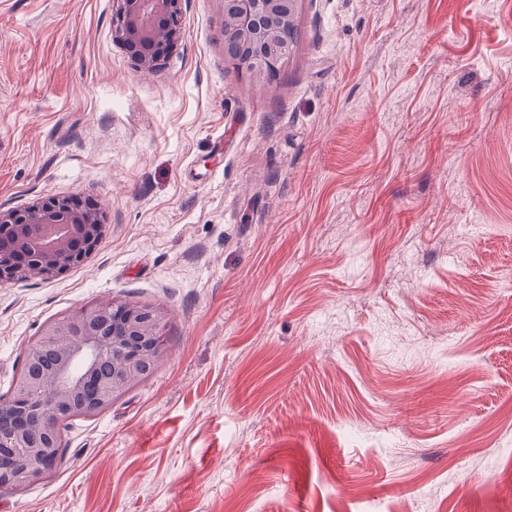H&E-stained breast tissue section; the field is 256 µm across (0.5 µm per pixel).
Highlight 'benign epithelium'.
<instances>
[{
	"mask_svg": "<svg viewBox=\"0 0 512 512\" xmlns=\"http://www.w3.org/2000/svg\"><path fill=\"white\" fill-rule=\"evenodd\" d=\"M115 38L138 69L155 72L178 41L184 0H114ZM224 56L241 74L269 83L288 59L302 0H222ZM93 206L63 198L24 210L0 209V281L52 277L92 252L104 233ZM160 306L114 299L43 325L24 361L51 355L46 373L18 375L0 395V488L23 490L50 477L61 455L63 418L95 417L167 355ZM112 361L103 376L100 365Z\"/></svg>",
	"mask_w": 512,
	"mask_h": 512,
	"instance_id": "benign-epithelium-1",
	"label": "benign epithelium"
}]
</instances>
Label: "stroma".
<instances>
[{
    "label": "stroma",
    "instance_id": "obj_1",
    "mask_svg": "<svg viewBox=\"0 0 512 512\" xmlns=\"http://www.w3.org/2000/svg\"><path fill=\"white\" fill-rule=\"evenodd\" d=\"M113 0H0V208L105 232L0 283L42 326L167 308V356L0 512H512V0H302L288 61L186 0L152 74Z\"/></svg>",
    "mask_w": 512,
    "mask_h": 512
}]
</instances>
